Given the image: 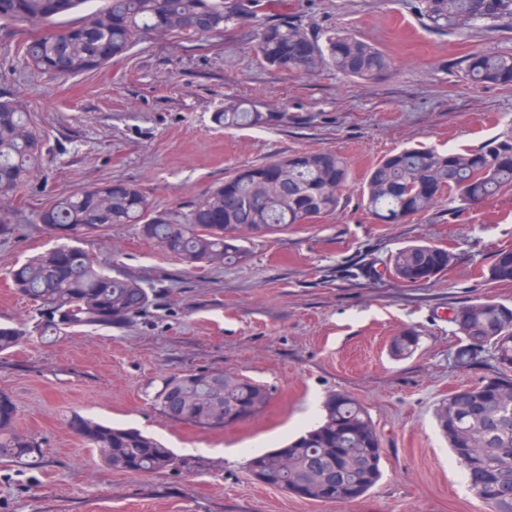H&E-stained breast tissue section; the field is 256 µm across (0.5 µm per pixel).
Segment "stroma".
<instances>
[{"mask_svg":"<svg viewBox=\"0 0 512 512\" xmlns=\"http://www.w3.org/2000/svg\"><path fill=\"white\" fill-rule=\"evenodd\" d=\"M290 17L315 35L349 30L388 54L389 75L347 79L332 70L283 73L257 58L245 23L204 40L141 37L123 59L60 80L29 68L18 44L29 25L0 28V95L26 103L45 138V161L0 197V323L34 326L32 303L10 271L56 246L38 213L94 184L140 187L156 209L185 223L208 186L238 168L298 152L341 155L350 180L336 214L253 238L246 262L191 269L125 225L82 247L107 271L159 290L123 328L33 338L0 353V391L17 405L19 430L40 454L0 461V512H490L468 488L434 409L448 393L497 374L491 353L470 367L453 310L465 301L512 307V283L490 279L494 253L512 249V185L453 211L447 200L400 224L363 210L359 186L380 159L408 147L465 150L512 129V87L474 88L461 73L476 50L512 52V23L480 21L456 33L425 27L413 0H288ZM234 96L271 114L263 128L226 129L213 117ZM453 251L436 280L407 287L385 274L398 248ZM373 266L374 278L345 267ZM406 330L408 356L390 350ZM234 372L265 385L254 418L204 429L153 406L165 378ZM345 392L381 436L383 477L365 497L313 502L257 483L247 448L300 434L312 400ZM133 427L161 440L177 464L159 474L107 467L71 429L73 414Z\"/></svg>","mask_w":512,"mask_h":512,"instance_id":"obj_1","label":"stroma"}]
</instances>
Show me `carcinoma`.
<instances>
[{"label":"carcinoma","instance_id":"1","mask_svg":"<svg viewBox=\"0 0 512 512\" xmlns=\"http://www.w3.org/2000/svg\"><path fill=\"white\" fill-rule=\"evenodd\" d=\"M0 0V19L37 28L19 45L31 66L58 77L95 71L124 55L145 33L186 40L214 36L242 22L259 21L256 50L271 67L317 73L330 68L345 78L373 80L391 68L380 49L347 31L320 40L288 18V0H108L81 21L60 30L38 31L55 17L82 8L89 0ZM423 24L440 32L464 30L477 21L512 20V0H415ZM471 85L512 86V53L473 51L462 63ZM215 120L226 127H263L271 117L228 97ZM44 138L30 122L26 105L0 98V195L14 192L38 167ZM234 189L219 183L194 202L187 223L174 224L152 207L145 193L127 183L79 188L39 212V220L68 243L40 254L10 272L16 290L35 303L41 321L0 325V353L30 340L32 332L122 328L148 309L154 289L138 279L99 269L77 243L92 235L133 224L147 241L186 265L198 268L241 263L245 235H271L295 224L337 212L349 180L345 159L333 152H302L238 168ZM512 184V130L463 151L409 148L385 156L361 187L366 210L387 224L431 209L443 195L470 205ZM453 253L428 244L402 247L389 259L395 277L428 282L448 270ZM492 280L512 283V250H498L489 268ZM461 345L454 354L465 369L487 349L502 371L463 392L450 395L462 412L456 424L435 417L471 491L492 512H512V308L495 302L459 306L453 316ZM411 331L393 338L397 355L412 352ZM224 372H189L164 379L155 405L169 419L201 428H221L249 420L267 406L262 385ZM17 407L0 392V460L19 463L41 450L42 442L16 427ZM70 427L116 471L156 473L172 468L176 457L161 442L135 428L106 425L75 414ZM368 412L344 392L329 394L321 421L291 442L258 453L248 461L265 485L309 501L349 503L370 492L382 476L384 451Z\"/></svg>","mask_w":512,"mask_h":512}]
</instances>
